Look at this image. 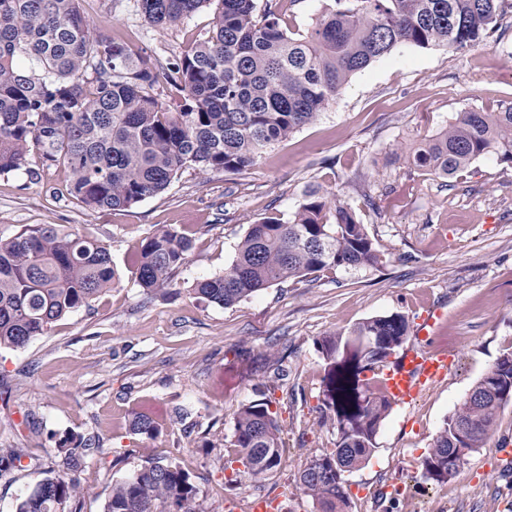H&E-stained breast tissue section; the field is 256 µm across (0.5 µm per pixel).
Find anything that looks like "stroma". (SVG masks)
<instances>
[{
	"label": "stroma",
	"mask_w": 512,
	"mask_h": 512,
	"mask_svg": "<svg viewBox=\"0 0 512 512\" xmlns=\"http://www.w3.org/2000/svg\"><path fill=\"white\" fill-rule=\"evenodd\" d=\"M91 23L159 64L209 29L201 9L175 26L154 27L137 0H80ZM512 103V11L480 46L465 51L400 46L355 74L316 120L237 173L182 172L161 194L124 211L93 210L67 191L66 169L0 175V236L28 224H61L111 253L116 283L18 349H0V445L30 457L0 472V512L49 471H63L55 437L97 434L86 458L98 481L81 512H100L113 481L147 458H176L194 476L210 512H249L257 496L274 512H316L299 485L312 455L335 435L319 411L326 362L317 343L367 318L399 312L417 324L442 313L430 337L448 352V376L413 407H393L365 463L346 473L347 512H512V404L485 445L467 452L460 473L424 481L420 462L443 421L504 353L512 352V164L488 156L453 178L409 166L406 151L456 113L493 112ZM352 207L375 238L380 265L328 269L264 290L230 306L202 302L198 281L222 274L250 224L288 218L309 187ZM168 226L188 232L191 249L168 293L141 288L130 257ZM266 398L286 442L282 463L264 479H237L224 446L243 404ZM187 407L176 420L175 406ZM150 413L155 437L134 434L135 413ZM401 480L407 497L383 501Z\"/></svg>",
	"instance_id": "stroma-1"
}]
</instances>
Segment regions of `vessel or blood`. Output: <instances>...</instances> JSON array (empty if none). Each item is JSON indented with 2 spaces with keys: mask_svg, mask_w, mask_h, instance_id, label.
I'll use <instances>...</instances> for the list:
<instances>
[{
  "mask_svg": "<svg viewBox=\"0 0 512 512\" xmlns=\"http://www.w3.org/2000/svg\"><path fill=\"white\" fill-rule=\"evenodd\" d=\"M433 322V314H425L422 326L417 329L418 343L384 372V385L395 405L413 406L425 391L442 381L451 368V355L431 348L424 342L427 328Z\"/></svg>",
  "mask_w": 512,
  "mask_h": 512,
  "instance_id": "1",
  "label": "vessel or blood"
}]
</instances>
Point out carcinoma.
Listing matches in <instances>:
<instances>
[{"label":"carcinoma","mask_w":512,"mask_h":512,"mask_svg":"<svg viewBox=\"0 0 512 512\" xmlns=\"http://www.w3.org/2000/svg\"><path fill=\"white\" fill-rule=\"evenodd\" d=\"M216 4L205 35L170 61L164 78L179 94L171 111L156 92L151 56L115 42L80 11L79 0H0V175L42 165L69 172V193L85 207L121 210L169 187L188 168L235 173L313 122L351 76L402 45L471 49L495 30L507 0H329L304 32L284 28L282 0H140L144 20L175 25ZM512 162V104L495 112H458L448 127L408 156L417 170L450 179L474 161ZM191 239L173 228L145 238L132 263L147 291L175 285ZM381 253L356 213L312 190L288 219L252 225L224 274L196 294L232 306L273 285L336 267L375 266ZM106 247L58 224L25 225L0 237V348H22L52 324L90 306L112 286ZM402 313L366 319L319 341L327 361L320 412L336 430L335 448L307 460L303 493L321 512H346L345 473L364 463L392 403L366 372L392 364L408 339ZM512 403V352L500 356L444 422L421 461L426 481L456 476L468 449L480 448ZM131 429L154 437L146 412ZM66 471L49 472L39 490L16 498L15 512H79L84 485L97 476L85 459L100 437L59 438ZM224 447L242 476L258 481L280 466L281 426L268 401L243 405ZM28 449L0 448V471L21 466ZM102 512H207L193 476L174 458H149L112 483Z\"/></svg>","instance_id":"carcinoma-1"}]
</instances>
